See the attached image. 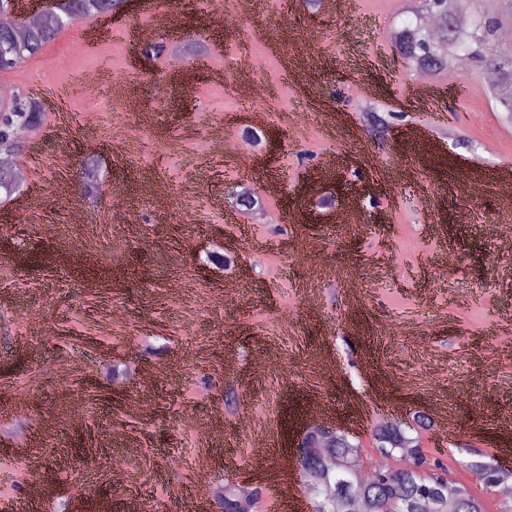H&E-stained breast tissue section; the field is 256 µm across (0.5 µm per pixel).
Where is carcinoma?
<instances>
[{
  "label": "carcinoma",
  "instance_id": "1",
  "mask_svg": "<svg viewBox=\"0 0 512 512\" xmlns=\"http://www.w3.org/2000/svg\"><path fill=\"white\" fill-rule=\"evenodd\" d=\"M123 0H66L65 13L71 22L99 13H116ZM413 13L416 23L399 29V35H407L399 40L407 58L419 56L434 58V67L444 70L448 65H465L478 62L493 67L501 80L512 84V53L502 54L494 50L495 36L500 27L499 18L493 12L482 11L476 20L462 27L457 22L448 23V41L455 35H467L463 47L464 58H448L441 51L447 41H437L431 37L421 23L426 14L448 16V0H413ZM62 31V27L43 19L36 26L25 25L18 15L11 12L6 0H0V56L11 61V65L0 67L9 71L21 62L38 56ZM6 109L4 122L0 124V139L8 140L14 150H19L17 132L32 127L33 122L43 120V112L37 110L35 99L16 94ZM237 206L245 212H256L262 205V198L254 191L244 192L236 197ZM313 444H327L328 456L342 460L351 459L358 448L346 435L336 437H312ZM375 447L385 457L401 456L410 459L411 466L399 472L377 470L371 482H362L358 471L352 467L338 473L321 471L311 473L304 480L305 489L313 498L315 512H355L358 499L368 503L370 512H484L482 501L466 486L455 489L453 497H448V478L433 470H426L425 455L419 438L402 431L397 437L394 426H382L374 434ZM224 512H256L259 494L251 498L241 496L237 489L224 485Z\"/></svg>",
  "mask_w": 512,
  "mask_h": 512
}]
</instances>
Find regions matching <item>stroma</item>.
<instances>
[{
    "mask_svg": "<svg viewBox=\"0 0 512 512\" xmlns=\"http://www.w3.org/2000/svg\"><path fill=\"white\" fill-rule=\"evenodd\" d=\"M407 6L356 0L351 13L311 14L262 0L225 28L209 0H138L107 24L66 27L0 74L42 95L46 112L19 153L32 184L0 203V238L12 245L0 252V512L47 473L41 512H87L103 496L112 512L134 496L140 512H212L183 497L202 459L211 489L268 478L308 512L295 472L250 460L259 437L288 455L285 414L313 424L317 400L324 425L359 442L367 472L405 466L378 455L380 422H412L419 405L430 418L454 413L458 437L422 428L421 445L449 483L499 512L470 453L512 451L499 425L512 415V352L499 343L512 330V254L496 252L512 235L496 206L512 123L482 68L435 75V108L415 103L416 71L386 41L409 21ZM157 11L180 14L182 58L135 56V31ZM101 67L138 95L119 107L109 87L86 92L83 77ZM369 101L394 114L392 128L364 127ZM248 126L278 131L276 148L240 157ZM408 127L422 130L420 144L403 142ZM219 128L224 156L214 159L206 149ZM358 139L365 155L351 151ZM89 154L100 160L98 198L92 223L76 224ZM326 155L338 165L325 187L338 193L394 168V203L365 205L372 221L360 230L311 205L301 188ZM245 181L280 223L227 221L224 199ZM214 249L236 264H205ZM349 278L358 299L341 288ZM115 364L129 369L119 386ZM141 391L144 413L130 417L127 400ZM214 420L222 433H205ZM120 423L128 445L117 452L101 439Z\"/></svg>",
    "mask_w": 512,
    "mask_h": 512,
    "instance_id": "1",
    "label": "stroma"
}]
</instances>
